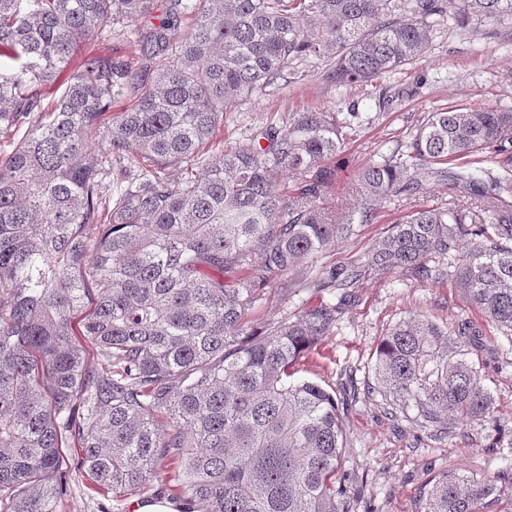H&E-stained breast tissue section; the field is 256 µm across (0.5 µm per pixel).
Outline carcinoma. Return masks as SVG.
Listing matches in <instances>:
<instances>
[{"label": "carcinoma", "instance_id": "cac0c4a2", "mask_svg": "<svg viewBox=\"0 0 512 512\" xmlns=\"http://www.w3.org/2000/svg\"><path fill=\"white\" fill-rule=\"evenodd\" d=\"M149 13L151 0H0V61L16 63L0 72V134L25 128L0 157V508L57 512L76 472L115 498L141 494L170 463L195 512H350L336 395L296 367L354 288L390 271L454 280L512 335V109L427 113L361 169L357 205L337 219L320 206L328 160L358 113L289 112L230 149L217 134L238 101L302 80L295 61L370 83L414 62L448 18L512 21V0H173L135 28ZM131 35L161 58L149 81L112 46ZM487 158L504 175L479 177ZM277 171L293 178L282 193ZM426 180L451 186L453 207L412 206L364 259L296 270L374 223L377 202H415ZM270 284L321 299L251 338ZM480 335L472 321L395 323L378 390L439 432L488 417L494 398L461 353ZM499 480L449 471L417 512H485Z\"/></svg>", "mask_w": 512, "mask_h": 512}]
</instances>
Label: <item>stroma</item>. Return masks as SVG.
<instances>
[{"instance_id":"obj_1","label":"stroma","mask_w":512,"mask_h":512,"mask_svg":"<svg viewBox=\"0 0 512 512\" xmlns=\"http://www.w3.org/2000/svg\"><path fill=\"white\" fill-rule=\"evenodd\" d=\"M294 67L304 72L303 80L270 94L252 95L225 112L224 144L234 146L286 112L316 105L339 112L355 108L359 126L336 158L340 182L323 201L340 215L354 204L346 188L356 171L405 141L426 113L455 104L512 108V23L480 22L462 29L445 22L417 60L369 85L326 82L321 76L323 63L314 58L295 62ZM385 86L397 97L382 109L378 96ZM407 209L397 198L383 200L374 223L362 225L356 235L340 240L317 261H301V268L364 259L375 240ZM356 294L355 304L299 371L300 377L329 390L340 392L351 383L357 387L355 398L340 407L346 434L341 474L353 512H416L421 487L449 470L479 475L512 472V336L486 321L450 280L433 284L387 273L364 281ZM313 299L307 290L284 296L268 287L250 313V326L261 330ZM417 314L443 328L464 320L480 324L483 334L469 345L468 357L495 399L490 418L444 435L416 421L415 410L390 414L375 387L376 348L390 325ZM58 512H130V502L113 500L111 492L94 490L76 476Z\"/></svg>"}]
</instances>
